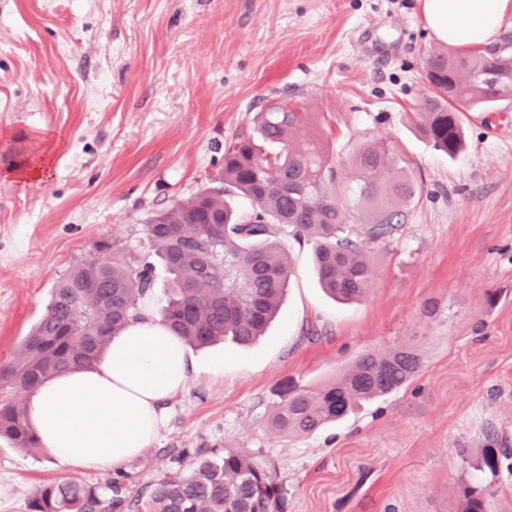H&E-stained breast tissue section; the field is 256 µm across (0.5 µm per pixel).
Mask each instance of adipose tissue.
<instances>
[{"label": "adipose tissue", "instance_id": "obj_1", "mask_svg": "<svg viewBox=\"0 0 512 512\" xmlns=\"http://www.w3.org/2000/svg\"><path fill=\"white\" fill-rule=\"evenodd\" d=\"M512 0H423V15L436 36L453 46L491 43ZM58 133L43 134L25 158L0 171L20 189L44 183ZM187 345L144 303L140 315L112 336L97 362L53 377L29 396V421L42 448L62 466L121 474L156 438L165 404L204 372Z\"/></svg>", "mask_w": 512, "mask_h": 512}]
</instances>
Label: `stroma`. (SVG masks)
I'll use <instances>...</instances> for the list:
<instances>
[{"mask_svg":"<svg viewBox=\"0 0 512 512\" xmlns=\"http://www.w3.org/2000/svg\"><path fill=\"white\" fill-rule=\"evenodd\" d=\"M441 45L422 0H0V133L12 135L0 167L38 133L66 138L46 185L0 179V364L101 238L152 263L162 307L167 273L145 218L214 184L225 143L269 101L300 104L341 162L387 138L421 188L387 242L365 243L361 300L327 296L312 244L281 235L292 277L277 317L251 345L196 350L224 372L167 403L126 469L128 493L175 458L230 448L275 471L286 512H461L483 487L490 512H512V477L483 464L512 448V97L463 112L466 148L448 159L412 117ZM400 345L423 367L397 392L300 439L270 431L288 388ZM110 477L0 440V512H29L47 481Z\"/></svg>","mask_w":512,"mask_h":512,"instance_id":"stroma-1","label":"stroma"}]
</instances>
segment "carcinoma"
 Listing matches in <instances>:
<instances>
[{"label": "carcinoma", "instance_id": "1", "mask_svg": "<svg viewBox=\"0 0 512 512\" xmlns=\"http://www.w3.org/2000/svg\"><path fill=\"white\" fill-rule=\"evenodd\" d=\"M425 77L433 95L416 113L433 146L454 158L465 148L459 113L486 112L512 96V36L486 50H437ZM257 137L224 147L221 184L177 200L147 218L144 232L168 275L162 319L191 347L225 338L247 345L275 317L292 275L276 240L282 229L315 244L321 287L332 298L361 297L370 282L369 261L352 236L354 211L372 214L371 243L386 241L420 193L412 173L389 141L370 140L351 159L352 179L339 185L336 161L309 123V113L286 101L254 118ZM253 207L236 213L226 196ZM153 288L152 266L135 265L101 239L96 254L60 277L46 311L15 356L0 365V388L29 393L74 367H88L107 340L134 319ZM411 346L367 351L319 388H292L274 408L276 434L305 437L355 413L364 403L397 391L421 370ZM20 450L40 448L23 399L0 400V439ZM177 469L150 491L129 498L120 479L102 485L76 480L40 485L31 512H284L285 489L275 473L251 455L213 450ZM462 512H488L487 496L472 491Z\"/></svg>", "mask_w": 512, "mask_h": 512}]
</instances>
